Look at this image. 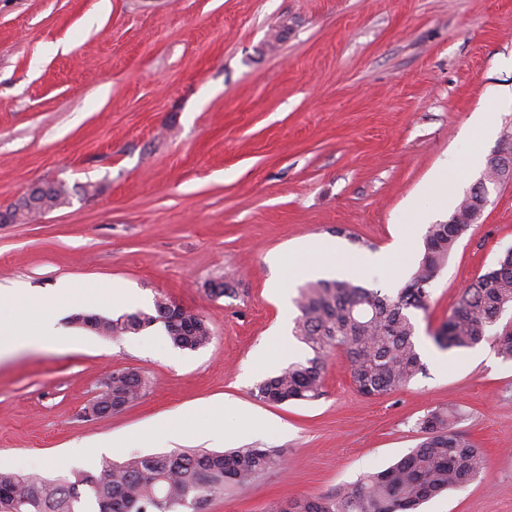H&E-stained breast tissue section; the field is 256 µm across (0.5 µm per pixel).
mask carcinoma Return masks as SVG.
Segmentation results:
<instances>
[{
    "instance_id": "carcinoma-1",
    "label": "carcinoma",
    "mask_w": 512,
    "mask_h": 512,
    "mask_svg": "<svg viewBox=\"0 0 512 512\" xmlns=\"http://www.w3.org/2000/svg\"><path fill=\"white\" fill-rule=\"evenodd\" d=\"M483 176L485 185L464 196L451 214L454 222L428 227L418 267L396 293L347 279L304 284L296 299L299 316L293 333L312 356L261 381L256 398L280 405L320 397L326 361L337 348L346 352L353 383L365 396L404 388L423 373L414 314L428 308L433 278L470 228V213L486 201L485 186L500 184L504 172L490 163ZM40 192L34 211L15 216V222L23 223L66 201L47 182ZM509 310L512 251L503 253L461 292L434 341L443 349H469L491 338L498 354L512 360V329L499 327ZM92 318L98 334L117 339L160 323L179 349L196 351L212 341L210 336L194 334L196 314L173 311L164 299L154 302L151 313L138 310L116 318L100 314ZM142 385L137 375L115 379L112 394L133 404ZM460 419L453 407H435L419 422L422 441L390 467L333 494L275 501L267 512H414L416 506L465 485L487 467L483 449L457 430ZM286 462L281 450L236 448L130 454L120 461L104 457L96 471L77 473L72 480L0 471V512H197L195 505H206L226 490L244 489L268 472L284 470Z\"/></svg>"
}]
</instances>
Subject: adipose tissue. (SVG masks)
<instances>
[{"instance_id": "adipose-tissue-1", "label": "adipose tissue", "mask_w": 512, "mask_h": 512, "mask_svg": "<svg viewBox=\"0 0 512 512\" xmlns=\"http://www.w3.org/2000/svg\"><path fill=\"white\" fill-rule=\"evenodd\" d=\"M126 289L109 284L99 288H79L67 283L33 297L18 291L0 294V307H9L10 317H0V358L18 350L43 345L57 336V321L66 310L83 305L118 308L128 305Z\"/></svg>"}]
</instances>
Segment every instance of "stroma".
I'll return each mask as SVG.
<instances>
[{
  "instance_id": "35a3bbf8",
  "label": "stroma",
  "mask_w": 512,
  "mask_h": 512,
  "mask_svg": "<svg viewBox=\"0 0 512 512\" xmlns=\"http://www.w3.org/2000/svg\"><path fill=\"white\" fill-rule=\"evenodd\" d=\"M512 0H0V210L31 185L73 187L69 205L0 224V291L63 282L123 285L153 311L163 297L208 320L203 349L163 325L112 339L58 321L59 336L0 360V471L44 478L120 455L172 450L157 434L189 414L183 448H277L284 471L213 499L208 512H266L383 470L419 442L436 406L487 469L417 512H512V361L493 342L441 351L433 334L459 292L512 248V181L491 189L416 315L425 365L408 386L367 397L336 350L319 399L271 405L267 376L309 352L280 335L289 282L336 262L398 291L432 224L446 222L512 135ZM494 125L484 136L476 111ZM453 176L448 200L430 193ZM221 279L230 295L211 297ZM266 367H258L259 358ZM137 371L139 403L84 417L105 373ZM266 417L250 430V414Z\"/></svg>"
}]
</instances>
